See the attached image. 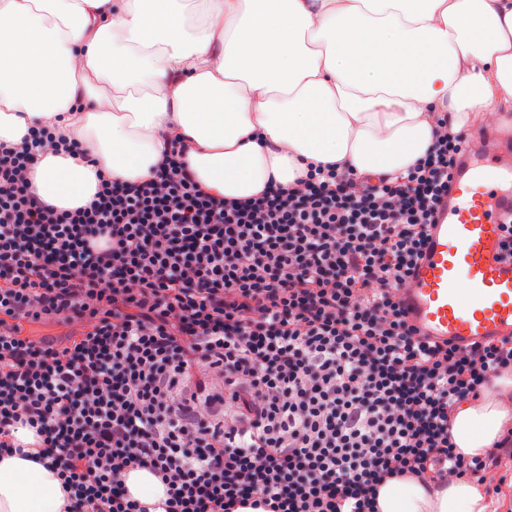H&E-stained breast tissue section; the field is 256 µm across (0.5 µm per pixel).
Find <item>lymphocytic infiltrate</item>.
I'll list each match as a JSON object with an SVG mask.
<instances>
[{
  "instance_id": "f902f5d3",
  "label": "lymphocytic infiltrate",
  "mask_w": 512,
  "mask_h": 512,
  "mask_svg": "<svg viewBox=\"0 0 512 512\" xmlns=\"http://www.w3.org/2000/svg\"><path fill=\"white\" fill-rule=\"evenodd\" d=\"M433 118L425 155L374 183L332 163L226 199L178 143L148 179L97 172L75 209L30 175L82 146L46 125L0 142V455L51 467L64 512H147L134 469L164 512H378L387 481L447 475L512 503V421L483 457L451 435L462 402L512 377V337L432 341L402 304L470 146ZM126 485L132 496L144 504H154L166 498L163 484L146 469L130 471Z\"/></svg>"
}]
</instances>
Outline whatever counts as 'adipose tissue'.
I'll return each mask as SVG.
<instances>
[{
    "mask_svg": "<svg viewBox=\"0 0 512 512\" xmlns=\"http://www.w3.org/2000/svg\"><path fill=\"white\" fill-rule=\"evenodd\" d=\"M512 98V0H0V142L49 122L91 164L46 154L31 180L74 209L97 170L151 176L189 144L196 178L227 198L288 185L307 162L387 178L424 156L432 115L461 127ZM512 418V379L462 403L457 449L482 457ZM53 473L0 458V512H63ZM380 512H487L479 488L394 479Z\"/></svg>",
    "mask_w": 512,
    "mask_h": 512,
    "instance_id": "1",
    "label": "adipose tissue"
}]
</instances>
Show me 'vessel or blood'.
Returning a JSON list of instances; mask_svg holds the SVG:
<instances>
[{
    "label": "vessel or blood",
    "instance_id": "vessel-or-blood-1",
    "mask_svg": "<svg viewBox=\"0 0 512 512\" xmlns=\"http://www.w3.org/2000/svg\"><path fill=\"white\" fill-rule=\"evenodd\" d=\"M512 213V141L466 152L439 207L426 255L403 297L412 324L469 346L512 335V262L500 249Z\"/></svg>",
    "mask_w": 512,
    "mask_h": 512
}]
</instances>
